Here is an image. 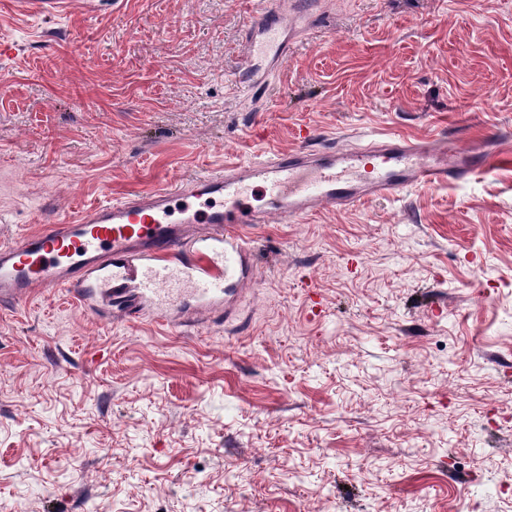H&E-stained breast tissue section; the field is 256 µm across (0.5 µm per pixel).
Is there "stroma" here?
<instances>
[{
	"label": "stroma",
	"mask_w": 512,
	"mask_h": 512,
	"mask_svg": "<svg viewBox=\"0 0 512 512\" xmlns=\"http://www.w3.org/2000/svg\"><path fill=\"white\" fill-rule=\"evenodd\" d=\"M0 0V242L269 152L512 140V0ZM238 318L0 303V512H512V167L252 228ZM254 12L245 34L246 65L239 76V92L246 100H256L267 89L271 76L288 59V45L295 35L298 19L309 14L311 2L268 0ZM252 60L262 64L254 69Z\"/></svg>",
	"instance_id": "1"
}]
</instances>
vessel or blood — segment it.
I'll return each instance as SVG.
<instances>
[{
	"label": "vessel or blood",
	"instance_id": "b4317fda",
	"mask_svg": "<svg viewBox=\"0 0 512 512\" xmlns=\"http://www.w3.org/2000/svg\"><path fill=\"white\" fill-rule=\"evenodd\" d=\"M307 0H265L245 34L239 92L255 100L288 58ZM512 150L461 147L443 136L390 134L364 146L325 144L225 166L176 185L108 201L73 221L0 245V302L36 289L65 290L86 312L183 327L185 313L220 321L257 280L247 228L278 217L293 224L408 188L443 186L495 169ZM265 206L249 202L254 185ZM209 203L207 211L197 201Z\"/></svg>",
	"mask_w": 512,
	"mask_h": 512
}]
</instances>
